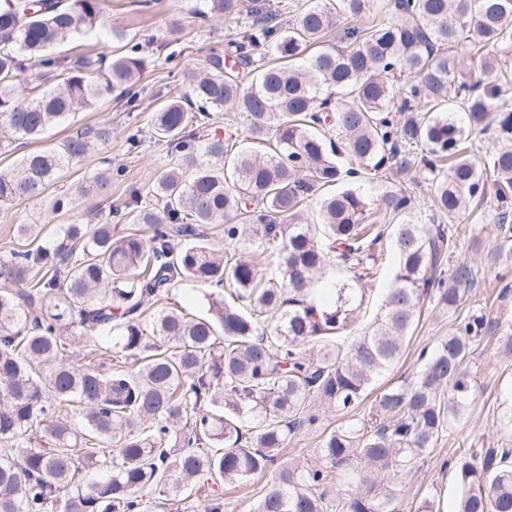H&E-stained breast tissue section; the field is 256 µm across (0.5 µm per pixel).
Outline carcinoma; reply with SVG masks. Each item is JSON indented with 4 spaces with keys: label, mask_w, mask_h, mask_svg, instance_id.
<instances>
[{
    "label": "carcinoma",
    "mask_w": 512,
    "mask_h": 512,
    "mask_svg": "<svg viewBox=\"0 0 512 512\" xmlns=\"http://www.w3.org/2000/svg\"><path fill=\"white\" fill-rule=\"evenodd\" d=\"M375 0H307L294 19L261 17L185 71L186 90L151 116L170 149L155 184L131 191L133 223L112 215L68 224L51 246L0 254V512H153L206 485V512L223 487L264 478L252 512H396L417 464L467 422L470 369L491 321L464 308L475 271L452 224L493 209L496 257L512 261V88L491 77L512 57V0H388L386 23L349 26ZM237 0H201L202 18ZM101 0L0 3V130L37 140L70 114L117 92L139 100L144 47L107 60L82 56L64 83L20 90L60 68L48 50L93 29ZM477 68L460 70L462 60ZM232 108L246 134L186 132L190 114ZM491 134L484 152L473 134ZM112 138L108 124L75 131L0 173V205L40 199L59 172ZM415 169L446 224H420L404 190L385 197L395 268L382 312L348 340L365 286L379 273L386 227L373 202L345 188L303 214L316 189L362 172ZM224 225L214 249L202 228ZM259 243L262 269L239 249ZM336 264L341 279L319 285ZM207 289L208 309L166 306L176 285ZM454 316L410 377L367 401L401 357L426 300ZM354 413L322 440L318 459L281 456L327 411ZM501 441L456 462L455 512H512V387L499 398ZM345 489L331 503L333 470Z\"/></svg>",
    "instance_id": "1"
}]
</instances>
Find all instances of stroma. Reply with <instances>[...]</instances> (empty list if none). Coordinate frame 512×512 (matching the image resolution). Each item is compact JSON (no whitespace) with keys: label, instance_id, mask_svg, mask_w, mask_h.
Wrapping results in <instances>:
<instances>
[{"label":"stroma","instance_id":"35a3bbf8","mask_svg":"<svg viewBox=\"0 0 512 512\" xmlns=\"http://www.w3.org/2000/svg\"><path fill=\"white\" fill-rule=\"evenodd\" d=\"M239 2L241 10L232 17L218 14L203 23L193 13V0H151L147 7L142 6L140 0H102V19L94 30L54 46L55 56L70 63L85 55H113L126 42L152 44L140 76L142 94L138 107H131L125 99L112 94L95 108L76 111L65 122L49 129L41 141L16 140L0 145V171L3 172L14 168L25 154L37 147L58 146L78 128L105 122L112 129V139L106 148L61 172L52 186L55 194L70 190L78 182L87 186V193L76 197L71 211L52 213L38 200L0 208V252L21 248L22 243L15 235L16 225H41L38 241L45 244L55 239L63 225L90 222L98 211L107 208L125 212L130 189L146 188L154 183L167 163V153L151 139L150 118L172 92L182 88L185 70L202 66L210 54L223 53L241 24L249 21L251 7H258L282 22L294 16L299 0ZM135 132L142 137L143 144L131 153L126 140ZM107 163L120 171L112 181V195L108 198L94 186L96 173ZM359 187L373 201L398 188H406L414 198V212L419 222L430 221L428 183H414L407 175L381 173L366 175ZM454 229L457 256L468 258L479 270L478 283L468 292V300L495 304L502 313L512 315V293L501 292L504 282L512 283V273L503 281L496 277L498 268L493 260L496 237L492 224L489 220L465 215L459 218ZM450 325L446 310L436 302L426 303L417 328L407 340L399 362L388 371V378L398 381L409 376L419 362L421 350L438 337L447 335ZM504 340L505 330L499 327L481 342L473 363L479 394L471 407L469 423L466 428L451 431L419 463L398 506L399 512H416L421 497L434 490L440 493V512H455L458 489L453 472L445 469L444 464L462 456L474 439L480 438L492 445L500 437L496 399L506 383L512 381V357H505L501 351ZM345 420L342 413H325L315 428L289 442L285 456L316 460L324 431Z\"/></svg>","mask_w":512,"mask_h":512}]
</instances>
